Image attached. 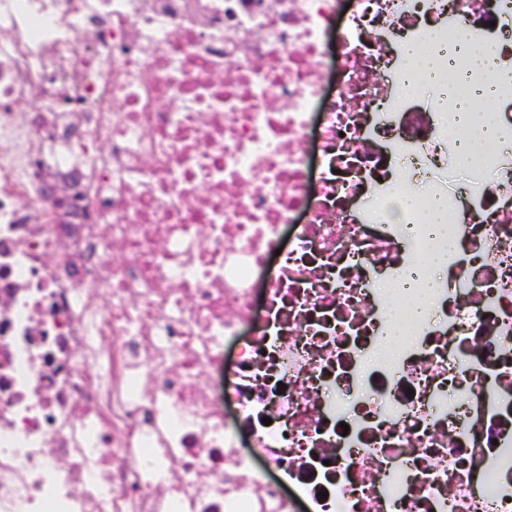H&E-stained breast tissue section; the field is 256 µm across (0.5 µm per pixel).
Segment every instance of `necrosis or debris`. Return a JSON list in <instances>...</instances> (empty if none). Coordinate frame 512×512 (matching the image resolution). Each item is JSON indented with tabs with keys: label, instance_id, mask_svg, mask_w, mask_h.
<instances>
[{
	"label": "necrosis or debris",
	"instance_id": "necrosis-or-debris-1",
	"mask_svg": "<svg viewBox=\"0 0 512 512\" xmlns=\"http://www.w3.org/2000/svg\"><path fill=\"white\" fill-rule=\"evenodd\" d=\"M464 83L512 108V0H0V512H512Z\"/></svg>",
	"mask_w": 512,
	"mask_h": 512
}]
</instances>
